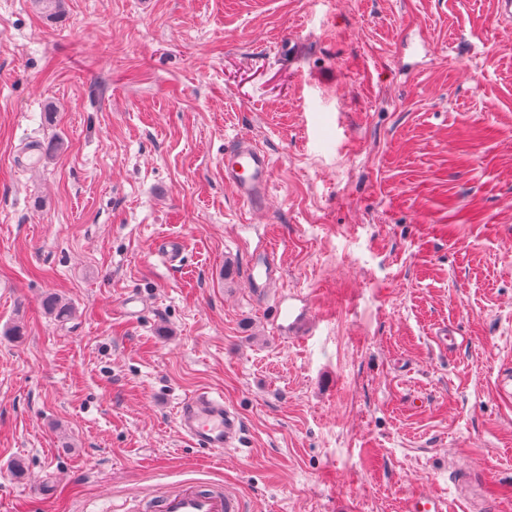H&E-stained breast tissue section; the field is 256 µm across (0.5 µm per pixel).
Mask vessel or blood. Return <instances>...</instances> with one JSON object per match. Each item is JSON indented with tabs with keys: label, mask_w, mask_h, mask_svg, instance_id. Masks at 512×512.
Returning a JSON list of instances; mask_svg holds the SVG:
<instances>
[{
	"label": "vessel or blood",
	"mask_w": 512,
	"mask_h": 512,
	"mask_svg": "<svg viewBox=\"0 0 512 512\" xmlns=\"http://www.w3.org/2000/svg\"><path fill=\"white\" fill-rule=\"evenodd\" d=\"M272 161L264 150L240 140L224 155V179L232 183L239 198L251 205L265 200L271 186ZM273 270L266 259L252 261L247 271L249 287L268 288ZM178 429L192 447L216 455L235 447L241 436L238 419L225 406L221 395L201 389L186 397L178 414ZM150 512H243L241 500L223 484L181 481L154 495ZM447 505L433 495L415 494L407 512H447Z\"/></svg>",
	"instance_id": "obj_1"
}]
</instances>
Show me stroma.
<instances>
[{
	"label": "stroma",
	"instance_id": "35a3bbf8",
	"mask_svg": "<svg viewBox=\"0 0 512 512\" xmlns=\"http://www.w3.org/2000/svg\"><path fill=\"white\" fill-rule=\"evenodd\" d=\"M494 14L64 0L49 19L0 0V512H127L194 479L243 512H404L418 491L512 512V34ZM241 138L272 158L259 207L224 180ZM268 242L277 280L256 294ZM279 308L308 319L287 331ZM202 387L240 419L220 459L178 432ZM272 275L273 270L265 257L255 259L250 263L247 271L249 288H256L258 290L269 288Z\"/></svg>",
	"mask_w": 512,
	"mask_h": 512
}]
</instances>
